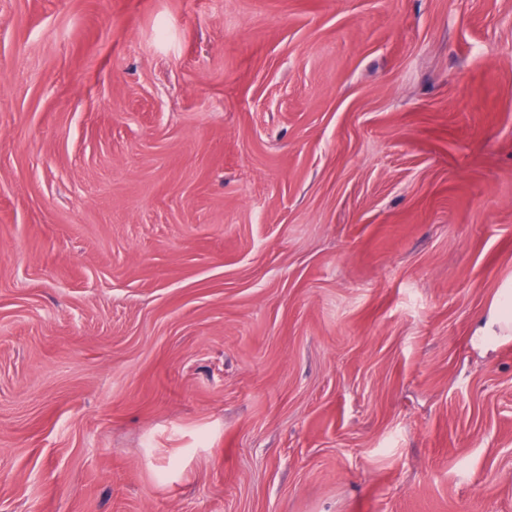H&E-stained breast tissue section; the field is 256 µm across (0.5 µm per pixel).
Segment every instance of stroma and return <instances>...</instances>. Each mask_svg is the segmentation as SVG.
Wrapping results in <instances>:
<instances>
[{"label": "stroma", "mask_w": 512, "mask_h": 512, "mask_svg": "<svg viewBox=\"0 0 512 512\" xmlns=\"http://www.w3.org/2000/svg\"><path fill=\"white\" fill-rule=\"evenodd\" d=\"M512 0H0V512H512ZM501 288L498 299L473 331V342L476 344L485 342L488 337L502 336L512 329V281L508 280Z\"/></svg>", "instance_id": "1"}]
</instances>
